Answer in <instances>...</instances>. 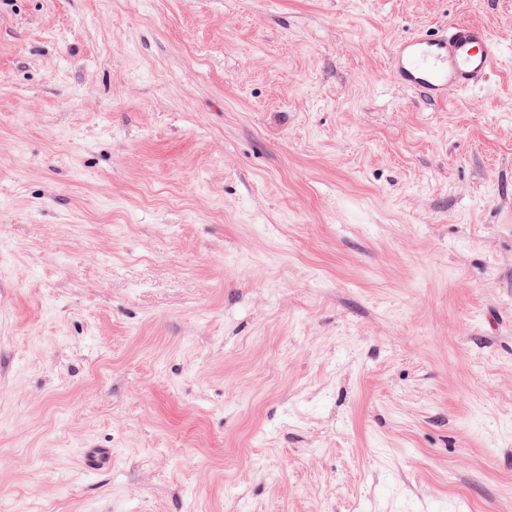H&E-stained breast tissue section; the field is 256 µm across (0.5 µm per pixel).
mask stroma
<instances>
[{"mask_svg": "<svg viewBox=\"0 0 512 512\" xmlns=\"http://www.w3.org/2000/svg\"><path fill=\"white\" fill-rule=\"evenodd\" d=\"M0 502L512 512V0H0ZM500 48L482 27L449 22L441 32L419 30L390 51L392 80L430 102L448 93L479 87L487 80ZM83 464L88 471L104 470L112 465V451L108 448H88L83 454Z\"/></svg>", "mask_w": 512, "mask_h": 512, "instance_id": "35a3bbf8", "label": "stroma"}]
</instances>
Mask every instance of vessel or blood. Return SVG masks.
Instances as JSON below:
<instances>
[{"label": "vessel or blood", "instance_id": "vessel-or-blood-1", "mask_svg": "<svg viewBox=\"0 0 512 512\" xmlns=\"http://www.w3.org/2000/svg\"><path fill=\"white\" fill-rule=\"evenodd\" d=\"M500 48L482 27L454 21L443 31L420 30L390 51L392 80L430 102L463 92L486 81Z\"/></svg>", "mask_w": 512, "mask_h": 512}]
</instances>
